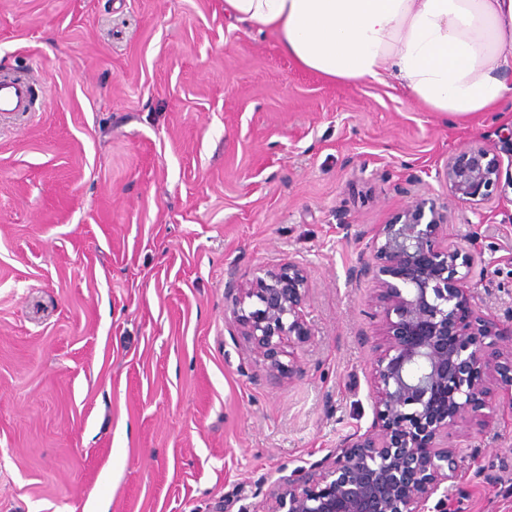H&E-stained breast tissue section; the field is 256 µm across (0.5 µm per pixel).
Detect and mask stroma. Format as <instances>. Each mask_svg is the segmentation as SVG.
Wrapping results in <instances>:
<instances>
[{"label":"stroma","mask_w":512,"mask_h":512,"mask_svg":"<svg viewBox=\"0 0 512 512\" xmlns=\"http://www.w3.org/2000/svg\"><path fill=\"white\" fill-rule=\"evenodd\" d=\"M0 512H265L282 475L373 420L378 324L345 225L390 220L407 181L512 108L454 118L395 81L331 83L224 0H0ZM474 302L512 325V200L476 224ZM295 257L315 334L269 378L232 334L230 281ZM451 512H512V404L461 439ZM38 75L33 70L27 75L0 76V112L1 115L29 112L33 84Z\"/></svg>","instance_id":"35a3bbf8"}]
</instances>
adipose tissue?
Wrapping results in <instances>:
<instances>
[{
    "mask_svg": "<svg viewBox=\"0 0 512 512\" xmlns=\"http://www.w3.org/2000/svg\"><path fill=\"white\" fill-rule=\"evenodd\" d=\"M224 11L274 29L307 71L393 78L432 112L464 116L512 100V0H224Z\"/></svg>",
    "mask_w": 512,
    "mask_h": 512,
    "instance_id": "adipose-tissue-1",
    "label": "adipose tissue"
}]
</instances>
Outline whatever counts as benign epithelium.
Masks as SVG:
<instances>
[{"label":"benign epithelium","instance_id":"benign-epithelium-1","mask_svg":"<svg viewBox=\"0 0 512 512\" xmlns=\"http://www.w3.org/2000/svg\"><path fill=\"white\" fill-rule=\"evenodd\" d=\"M437 175L445 199L417 195L370 233L342 225L365 242L366 258L351 275L371 284L368 316L382 336L372 368L374 420L323 462L279 477L265 512H448V496L429 502L458 475L460 446L449 435L481 425L497 395L512 399V331L503 333L469 295L481 250L448 235V203L483 216L512 189V169L503 170L495 143L479 137L448 155ZM308 294L305 267L291 256L225 289L234 335L273 379L302 373L298 358L285 364L280 356L314 335Z\"/></svg>","mask_w":512,"mask_h":512}]
</instances>
